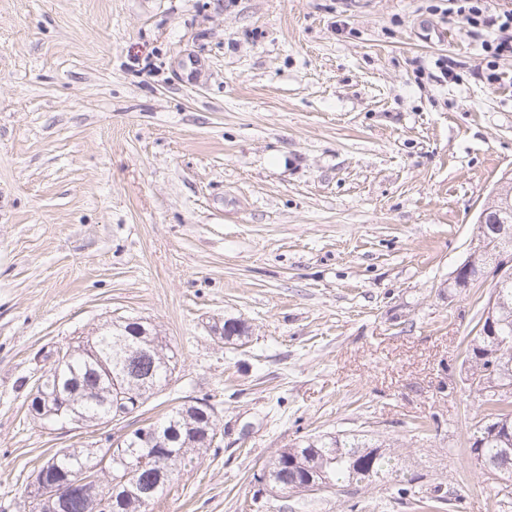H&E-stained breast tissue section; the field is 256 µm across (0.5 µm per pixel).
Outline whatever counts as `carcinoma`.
<instances>
[{"mask_svg":"<svg viewBox=\"0 0 512 512\" xmlns=\"http://www.w3.org/2000/svg\"><path fill=\"white\" fill-rule=\"evenodd\" d=\"M491 214L498 216L504 232L489 229L491 244L487 259L502 250H512V189L495 200ZM495 297V335L480 331L467 341L466 352L473 360L475 372L486 374V380H495L512 386V372L488 373L490 364L512 362V279L502 280L492 287ZM220 339L229 343L247 336L246 326H214ZM95 352L103 360H112V376L142 386L138 404L118 399L117 390L105 379L102 367L88 356L78 354L71 367L57 372L53 364L42 372L31 390L30 406L41 402L40 396L62 394L63 403L55 404L54 414L46 419L65 421L82 417L85 422H97L109 413L122 411L131 415L138 411L155 391L167 385L177 367L175 353L158 333L138 338L131 324L101 326L93 337ZM102 393L101 403L85 400L89 393ZM506 424L512 429V394L481 396L480 410L475 416L473 432L469 438L470 453L491 472L504 465L512 470V447H507L489 426ZM162 442L158 448H137L129 443L112 449L111 477L103 484L110 503L99 508L95 501L80 496L70 498L65 512H148L165 488L179 476L181 469L194 462L203 450L202 439L206 430H216V407L210 405L205 412L180 405L171 410L159 424ZM145 464H140L141 459ZM45 462L52 463L54 480L71 483L84 472L95 468L96 457L90 451L67 448L61 456L51 455ZM391 455L381 445L364 435L309 436L287 448L279 449L267 461L260 480L272 490L313 494L310 481L325 478L324 491L330 492L344 483L383 481L395 475ZM123 478V486L110 491L111 481Z\"/></svg>","mask_w":512,"mask_h":512,"instance_id":"carcinoma-1","label":"carcinoma"}]
</instances>
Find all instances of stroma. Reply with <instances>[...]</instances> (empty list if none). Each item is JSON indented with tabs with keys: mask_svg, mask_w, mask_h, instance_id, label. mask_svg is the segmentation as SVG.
Here are the masks:
<instances>
[{
	"mask_svg": "<svg viewBox=\"0 0 512 512\" xmlns=\"http://www.w3.org/2000/svg\"><path fill=\"white\" fill-rule=\"evenodd\" d=\"M447 6L0 0V512L58 449L191 398L218 444L151 512H422L436 485V512H512L468 444L491 286L450 285L512 175V59L488 84ZM120 317L169 342L168 385L106 426L32 419L49 352ZM318 434L393 449L395 480L258 494Z\"/></svg>",
	"mask_w": 512,
	"mask_h": 512,
	"instance_id": "1",
	"label": "stroma"
}]
</instances>
